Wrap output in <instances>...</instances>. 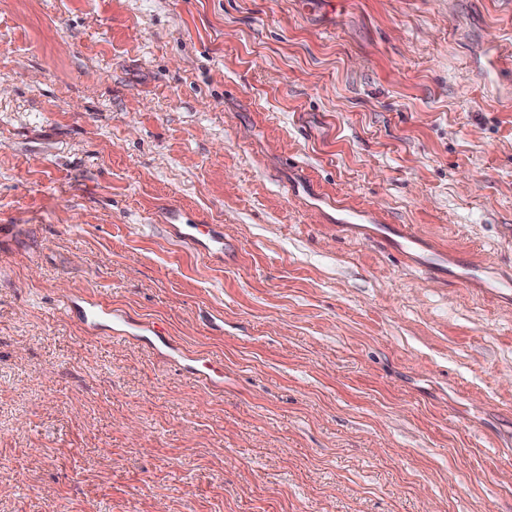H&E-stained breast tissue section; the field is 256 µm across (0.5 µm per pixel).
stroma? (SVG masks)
Segmentation results:
<instances>
[{"label":"stroma","mask_w":512,"mask_h":512,"mask_svg":"<svg viewBox=\"0 0 512 512\" xmlns=\"http://www.w3.org/2000/svg\"><path fill=\"white\" fill-rule=\"evenodd\" d=\"M511 46L512 0H0V512H512ZM171 233L178 238L190 241L206 256H224V237L211 224L169 223ZM63 310L66 315L76 313L89 330H97L112 318L121 317L112 310V307L91 297H84L81 300L68 297L63 301ZM137 328L141 332V336L138 337H146L153 343L160 344L171 351H179L171 336H167L165 329L157 323L141 322L137 325Z\"/></svg>","instance_id":"obj_1"}]
</instances>
